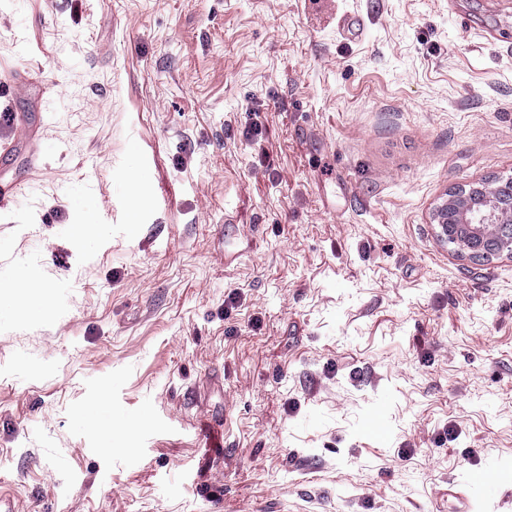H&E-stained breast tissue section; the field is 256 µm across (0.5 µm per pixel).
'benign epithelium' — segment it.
I'll return each instance as SVG.
<instances>
[{"label": "benign epithelium", "instance_id": "benign-epithelium-1", "mask_svg": "<svg viewBox=\"0 0 512 512\" xmlns=\"http://www.w3.org/2000/svg\"><path fill=\"white\" fill-rule=\"evenodd\" d=\"M434 223L438 237L461 256H512V178L448 192L436 207Z\"/></svg>", "mask_w": 512, "mask_h": 512}]
</instances>
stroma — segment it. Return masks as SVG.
I'll use <instances>...</instances> for the list:
<instances>
[{"label":"stroma","instance_id":"35a3bbf8","mask_svg":"<svg viewBox=\"0 0 512 512\" xmlns=\"http://www.w3.org/2000/svg\"><path fill=\"white\" fill-rule=\"evenodd\" d=\"M509 176L512 0H0V494L512 512V257L433 222ZM0 288H9L11 294H22L30 299L37 300L42 306L49 302V296L43 285L29 278H21L15 280L12 284ZM497 482L494 471L488 467L466 469L458 480L448 483V495L462 498L466 503V511L472 508L476 499L474 494L482 495L483 500L490 501L496 490Z\"/></svg>","mask_w":512,"mask_h":512}]
</instances>
